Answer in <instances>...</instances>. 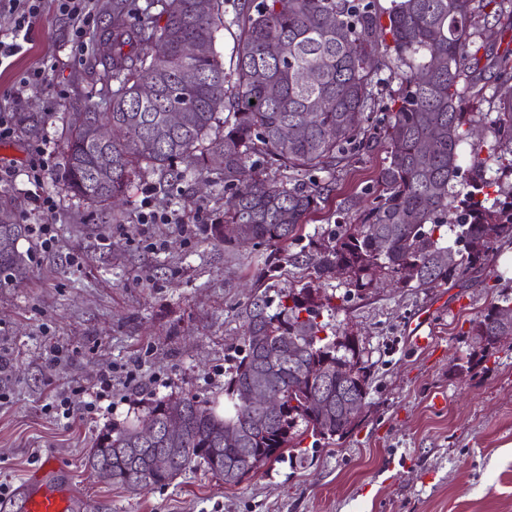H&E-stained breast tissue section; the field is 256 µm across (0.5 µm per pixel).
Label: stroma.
I'll use <instances>...</instances> for the list:
<instances>
[{
	"mask_svg": "<svg viewBox=\"0 0 512 512\" xmlns=\"http://www.w3.org/2000/svg\"><path fill=\"white\" fill-rule=\"evenodd\" d=\"M96 22L77 48L67 20L46 5L31 43L0 68V98L15 115L38 121L0 151L15 181L0 183L15 219L33 205L23 174L28 150L50 139L55 157L43 188L58 200L49 223L57 245L29 255L22 278L0 283V484L17 495L26 473L46 458L44 482L68 481L79 512H512V337L471 372L452 366L472 350L469 321L490 304L512 301L505 270L468 272L437 288H377L345 298L343 278L309 280L284 265L263 276L267 250H225L210 227L224 218L220 175L186 171L174 185L136 178L118 205L91 206L65 189L64 137L69 114L112 94L99 64L112 51V0H95ZM481 77L461 82L463 108L476 131L495 115L506 79L490 57ZM45 82L19 91L28 71ZM386 156L385 146L339 170L325 208L305 224L292 251L331 237L340 207L362 198ZM176 211L180 224H144L143 202ZM311 281L342 302L333 319L357 331L372 366L370 403L351 434L278 461L230 487L202 469L140 493L100 482L85 465L99 433L144 412L154 400H223L228 359L243 345L241 311L253 296L278 299ZM112 374L110 404L88 414L87 387ZM70 416H57V395Z\"/></svg>",
	"mask_w": 512,
	"mask_h": 512,
	"instance_id": "stroma-1",
	"label": "stroma"
}]
</instances>
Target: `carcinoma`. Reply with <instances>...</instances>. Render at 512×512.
I'll return each mask as SVG.
<instances>
[{"label": "carcinoma", "instance_id": "1", "mask_svg": "<svg viewBox=\"0 0 512 512\" xmlns=\"http://www.w3.org/2000/svg\"><path fill=\"white\" fill-rule=\"evenodd\" d=\"M476 0H392L382 10L375 0H243L232 20L238 38L232 67L213 51L225 26L224 0H209L201 14L197 0H137L112 3V55L102 61L112 80V111L87 104L67 130L64 182L91 204L125 196L135 178L158 184L182 177L179 165L224 179L231 199L224 223L211 226L224 239V225L242 224L243 234L224 239L229 247L248 243L272 249L266 272L280 262L302 267L316 279L345 278L344 297L358 295L381 279L398 288H428L462 279L489 265L498 242L512 240V185L486 177L483 153L512 155V87L499 91L495 117L473 139L463 112L461 81L479 70ZM208 43L189 56L185 47ZM436 58L444 67L433 68ZM399 72V88L386 113L370 122L379 106L374 76L382 68ZM196 79L187 83L183 72ZM318 72L314 83L299 79ZM153 84V97L141 95ZM330 98L319 110L314 102ZM189 117L177 128L166 114ZM98 122L125 128L112 142V171L97 179L101 146ZM383 143L387 157L364 206L339 211L331 240L309 250L288 251L303 225L328 201L329 186L316 173L334 175L361 152ZM469 146L473 176L455 190L461 146ZM286 170L288 181L260 164ZM496 186V195L489 188ZM29 233L13 214L0 210V279L23 274L27 259L18 242ZM512 305L492 304L470 321V335L502 329L501 315ZM331 299L320 303L310 286L290 289L277 306L263 294L241 311L243 348L224 381V413L195 397L158 399L144 415L99 433L85 465L103 482L128 488L124 474L132 458L124 448H159L139 442L136 426L162 423L176 413L183 432L174 444L177 459L152 473L150 486L165 485L188 470L211 471L209 453L222 449L227 460L258 472L271 462L293 458L308 437L314 445L342 439L358 425L369 404L371 365L355 342L336 341ZM494 347H482L453 366L463 374ZM329 362L336 373L326 382L308 368ZM262 380L282 395L281 410L251 421L245 402Z\"/></svg>", "mask_w": 512, "mask_h": 512}]
</instances>
